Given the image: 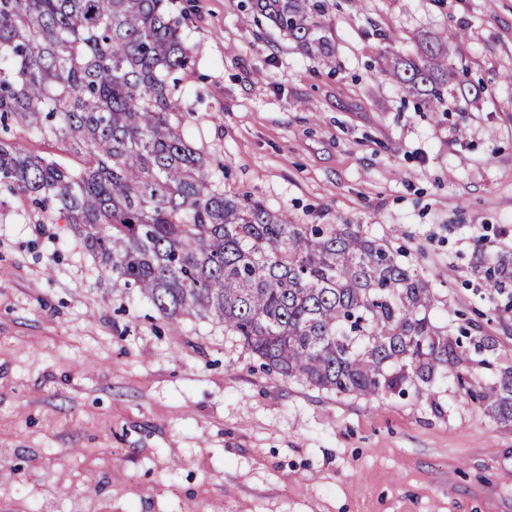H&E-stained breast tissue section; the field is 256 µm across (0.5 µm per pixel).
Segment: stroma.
I'll return each instance as SVG.
<instances>
[{
    "instance_id": "1",
    "label": "stroma",
    "mask_w": 512,
    "mask_h": 512,
    "mask_svg": "<svg viewBox=\"0 0 512 512\" xmlns=\"http://www.w3.org/2000/svg\"><path fill=\"white\" fill-rule=\"evenodd\" d=\"M195 66L181 127L225 194L359 224L416 268L435 326L512 366V0H334L332 66L252 0H177ZM454 32L437 113L382 56ZM0 512H512V424L454 377L375 398L262 368L206 320L171 327L64 223L0 201ZM485 276L493 287L502 286L505 281H512V261L505 256L485 259Z\"/></svg>"
}]
</instances>
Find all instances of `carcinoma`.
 <instances>
[{"mask_svg":"<svg viewBox=\"0 0 512 512\" xmlns=\"http://www.w3.org/2000/svg\"><path fill=\"white\" fill-rule=\"evenodd\" d=\"M174 0H0V187L39 223L71 226L112 281L171 326L207 320L269 370L373 397L428 384L471 360L440 334L419 273L359 224H299L248 194L227 196L207 155L180 129L193 56ZM330 0H252L264 18L325 64ZM387 72L429 107L444 102L448 36L427 35ZM35 134L80 161L25 151ZM492 286L512 261L485 259ZM512 423V370L470 392Z\"/></svg>","mask_w":512,"mask_h":512,"instance_id":"cac0c4a2","label":"carcinoma"}]
</instances>
